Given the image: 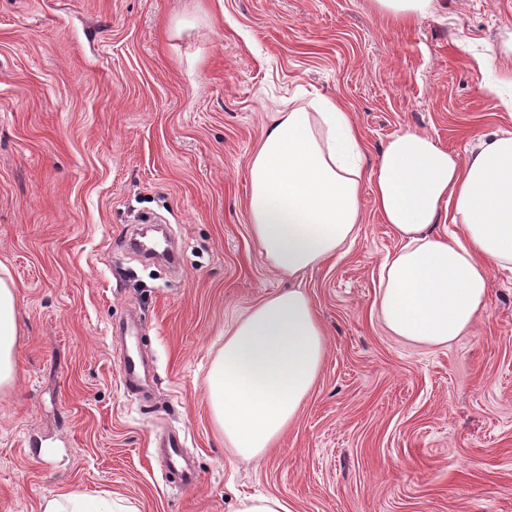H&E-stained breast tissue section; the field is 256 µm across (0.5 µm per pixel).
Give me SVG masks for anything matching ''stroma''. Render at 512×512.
I'll return each mask as SVG.
<instances>
[{"label":"stroma","instance_id":"obj_1","mask_svg":"<svg viewBox=\"0 0 512 512\" xmlns=\"http://www.w3.org/2000/svg\"><path fill=\"white\" fill-rule=\"evenodd\" d=\"M512 0H440L411 23L371 0H0V267L17 296L18 373L0 395V512L109 496L132 512H512V270L473 329L426 347L378 320L399 242L362 190L353 245L301 286L327 353L297 418L259 461L232 458L206 377L224 333L288 288L245 212L267 113L339 97L375 162L402 128L466 158L512 132L484 84ZM154 213L180 270L118 241ZM135 321L150 399L126 392L114 332ZM177 432L200 476L169 483ZM235 512H291L285 500L273 495L245 497Z\"/></svg>","mask_w":512,"mask_h":512}]
</instances>
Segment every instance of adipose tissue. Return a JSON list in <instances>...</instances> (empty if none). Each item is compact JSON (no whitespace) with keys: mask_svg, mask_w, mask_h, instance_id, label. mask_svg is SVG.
<instances>
[{"mask_svg":"<svg viewBox=\"0 0 512 512\" xmlns=\"http://www.w3.org/2000/svg\"><path fill=\"white\" fill-rule=\"evenodd\" d=\"M367 145L341 99L272 113L249 164L246 216L268 266L294 279L356 238L360 193L399 239L381 267L378 314L392 335L439 347L467 333L490 272L512 266V133L481 136L466 159L402 129L366 167ZM12 280L0 277V391L17 375ZM325 331L302 287L275 293L224 336L209 406L234 455L259 460L309 395Z\"/></svg>","mask_w":512,"mask_h":512,"instance_id":"1","label":"adipose tissue"}]
</instances>
